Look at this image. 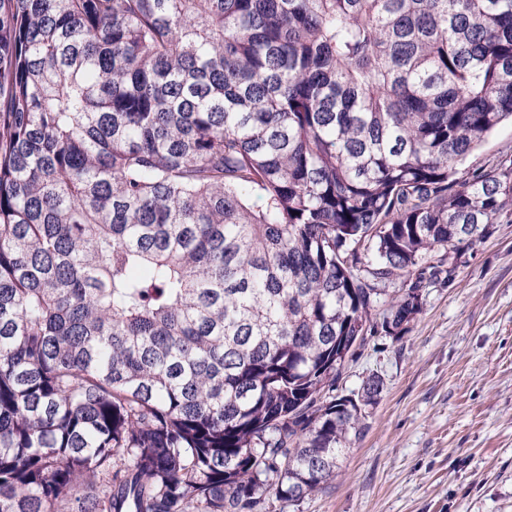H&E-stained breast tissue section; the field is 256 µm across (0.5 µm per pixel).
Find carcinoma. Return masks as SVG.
<instances>
[{
	"label": "carcinoma",
	"instance_id": "cac0c4a2",
	"mask_svg": "<svg viewBox=\"0 0 512 512\" xmlns=\"http://www.w3.org/2000/svg\"><path fill=\"white\" fill-rule=\"evenodd\" d=\"M512 0H0V512H285L367 337L512 222ZM512 158V126L503 124L497 128L483 148L468 158L465 166L479 167L496 160Z\"/></svg>",
	"mask_w": 512,
	"mask_h": 512
}]
</instances>
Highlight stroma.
<instances>
[{
  "instance_id": "stroma-1",
  "label": "stroma",
  "mask_w": 512,
  "mask_h": 512,
  "mask_svg": "<svg viewBox=\"0 0 512 512\" xmlns=\"http://www.w3.org/2000/svg\"><path fill=\"white\" fill-rule=\"evenodd\" d=\"M374 374L364 435L297 512H512V223L424 290L401 340L358 348L339 388Z\"/></svg>"
}]
</instances>
